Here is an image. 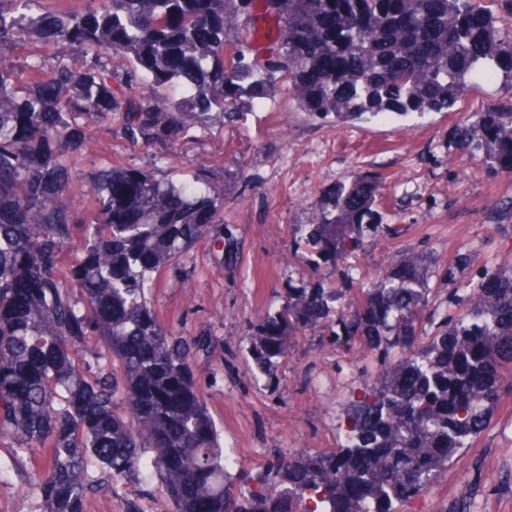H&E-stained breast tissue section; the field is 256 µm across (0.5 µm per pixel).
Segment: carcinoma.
I'll list each match as a JSON object with an SVG mask.
<instances>
[{
  "label": "carcinoma",
  "mask_w": 512,
  "mask_h": 512,
  "mask_svg": "<svg viewBox=\"0 0 512 512\" xmlns=\"http://www.w3.org/2000/svg\"><path fill=\"white\" fill-rule=\"evenodd\" d=\"M257 0H0V440L33 466L25 488L40 512H88L96 497L142 512L129 488L145 474L163 512H399L499 409L512 372V268L468 284L434 333L432 278L450 275L424 253L390 263L371 288L333 306L323 288H289L248 319L253 382L271 379L292 339L320 333L351 353L368 345L379 373H362L340 451H277L255 472L224 455L195 359L207 336L165 323L151 293L158 274L204 238L224 242V192L121 165L87 178L60 146L109 144L86 116L176 157L178 135L216 113L258 108L288 77L311 115L346 120L448 110L477 80L512 86V0H276L281 47L261 64L224 16ZM27 42L63 44L82 64L18 77ZM118 58L131 91L116 92ZM453 148L512 172V96L459 123ZM382 183L357 173L320 192L294 243L336 273L379 232ZM76 260L61 262L64 251Z\"/></svg>",
  "instance_id": "obj_1"
}]
</instances>
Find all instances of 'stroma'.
Listing matches in <instances>:
<instances>
[{
    "mask_svg": "<svg viewBox=\"0 0 512 512\" xmlns=\"http://www.w3.org/2000/svg\"><path fill=\"white\" fill-rule=\"evenodd\" d=\"M499 82L481 81L452 109L341 121L304 112L287 80L261 109L240 121L213 119L178 137L181 157L165 158L158 145L131 143L120 127L105 139L109 155L90 154L91 174L113 165L149 169L160 178L198 173L224 191V235L229 249L210 240L160 276L152 292L159 315L188 336H209L210 353L196 359L224 448L238 468L266 465L275 448L334 452L346 410L360 392L359 358L299 337L268 385L258 386L242 338L246 320L287 287L320 286L348 300L373 282L388 260L427 251L448 278L431 282L442 303L484 268L512 263V226L490 213L512 202V173L489 171L468 154L449 153V138L467 115L505 95ZM379 178L384 227L351 256L349 274L324 277L291 228L306 223L319 191L355 173ZM512 512V393L475 439L425 493L402 512ZM35 494L16 470L0 476V512H38Z\"/></svg>",
    "mask_w": 512,
    "mask_h": 512,
    "instance_id": "stroma-1",
    "label": "stroma"
}]
</instances>
